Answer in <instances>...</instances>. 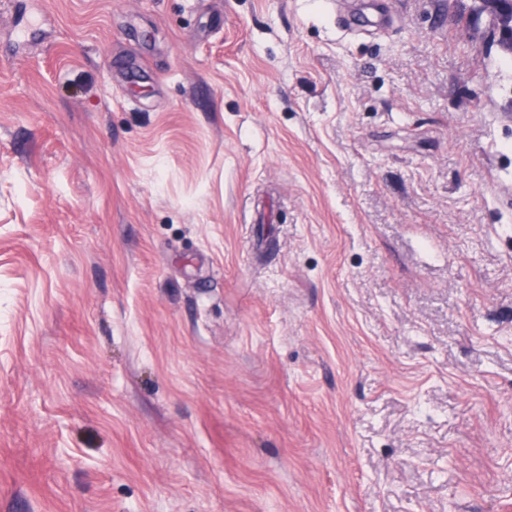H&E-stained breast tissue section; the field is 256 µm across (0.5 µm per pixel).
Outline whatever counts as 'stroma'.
Returning <instances> with one entry per match:
<instances>
[{"label": "stroma", "instance_id": "stroma-1", "mask_svg": "<svg viewBox=\"0 0 512 512\" xmlns=\"http://www.w3.org/2000/svg\"><path fill=\"white\" fill-rule=\"evenodd\" d=\"M339 5L0 0V512H512V55Z\"/></svg>", "mask_w": 512, "mask_h": 512}]
</instances>
